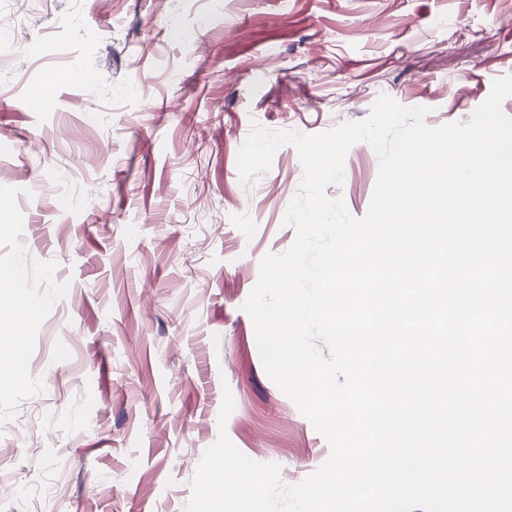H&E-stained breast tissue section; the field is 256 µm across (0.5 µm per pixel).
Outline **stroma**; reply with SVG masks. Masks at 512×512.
<instances>
[{
  "label": "stroma",
  "instance_id": "stroma-1",
  "mask_svg": "<svg viewBox=\"0 0 512 512\" xmlns=\"http://www.w3.org/2000/svg\"><path fill=\"white\" fill-rule=\"evenodd\" d=\"M0 305L27 362L0 383V512H184L226 430L285 485L330 446L269 378L242 305L303 168L241 183L253 125L314 135L378 90L467 122L512 75V0H0ZM79 18L85 36L61 29ZM92 93H84V80ZM366 143L329 186L364 217ZM235 409L218 416L224 391Z\"/></svg>",
  "mask_w": 512,
  "mask_h": 512
}]
</instances>
